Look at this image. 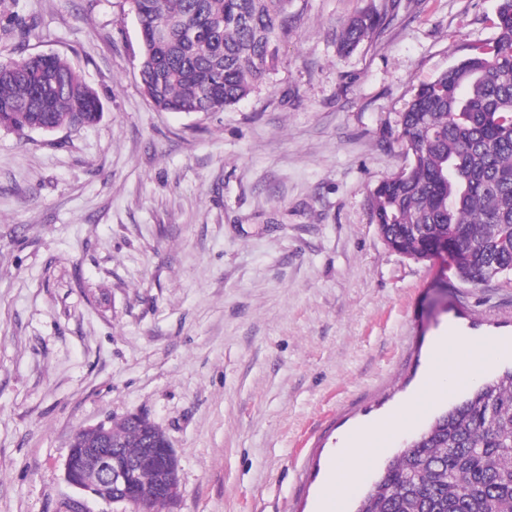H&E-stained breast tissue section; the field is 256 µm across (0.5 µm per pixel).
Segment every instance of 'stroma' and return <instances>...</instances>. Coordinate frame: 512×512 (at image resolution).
Masks as SVG:
<instances>
[{"instance_id": "35a3bbf8", "label": "stroma", "mask_w": 512, "mask_h": 512, "mask_svg": "<svg viewBox=\"0 0 512 512\" xmlns=\"http://www.w3.org/2000/svg\"><path fill=\"white\" fill-rule=\"evenodd\" d=\"M497 0H288L276 58L220 112H160L128 0H0V58H67L103 116L0 130V512H65L74 433L147 415L180 461L166 512H355L407 441L512 370V275L391 251L370 192L408 159L418 87L496 37ZM382 27L349 54L340 24ZM37 18L22 40L18 19ZM485 357L328 475L424 388L438 338ZM397 422L395 419H389L377 422L370 427L364 429L358 436L354 443L353 452L355 455L360 456L371 451L378 444L381 435L388 430L392 429Z\"/></svg>"}]
</instances>
